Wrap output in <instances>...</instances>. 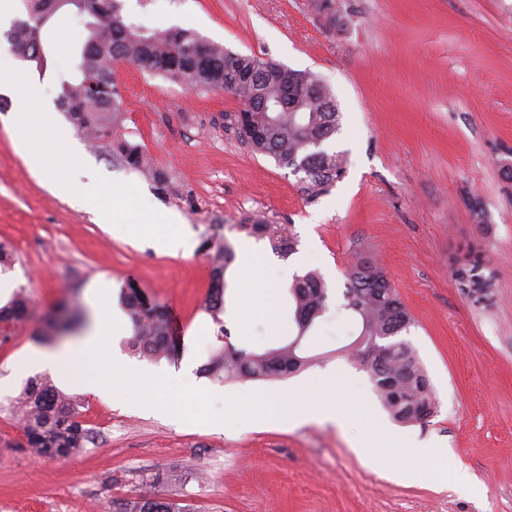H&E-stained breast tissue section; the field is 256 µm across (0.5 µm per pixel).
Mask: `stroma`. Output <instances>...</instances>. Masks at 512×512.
I'll return each mask as SVG.
<instances>
[{
  "mask_svg": "<svg viewBox=\"0 0 512 512\" xmlns=\"http://www.w3.org/2000/svg\"><path fill=\"white\" fill-rule=\"evenodd\" d=\"M126 23L147 31L182 28L234 52L273 59L320 76L342 114L328 142L344 154L345 173L309 199L290 169L252 153L229 115L228 95L192 89L131 64L115 68L120 114L114 134L146 154L147 176L102 142L78 136L64 153L54 130L76 133L58 106L62 81L76 71L86 19L59 12L49 25L44 69L23 62L46 103L31 137L9 128L19 94H0V244L12 255L0 269V306L22 291L30 317L0 338V512H117L142 495L189 512H512V0H336L343 24L330 26L312 0H119ZM60 156L67 175L99 190L117 187L149 221L173 214L192 243L187 253L130 234L119 239L104 220L53 195L35 176L31 155ZM285 226L295 252L282 258L268 239L248 234L255 216ZM222 243L234 258L225 273L222 324L207 310L208 255ZM489 268L492 297L461 293L456 261L465 252ZM376 258L415 323L406 335L437 398L424 424H400L383 408L366 372L343 348L358 333L344 307L350 266ZM258 264L277 282L279 327L260 314L262 294L244 293L238 271ZM317 270L328 309L305 337L307 368L283 378L221 382L200 372L217 348L219 327L231 343L265 350L297 333L290 280L280 267ZM135 285L183 327L173 358L151 360L127 346L135 369L188 376L207 390L198 417L146 407L134 375L115 378L101 395L82 392L80 368L53 374L81 403L85 448L65 458L40 457L9 410L28 378L35 334L59 302L84 322L64 337L77 343L95 322V300L117 304ZM343 373L359 406L355 416L299 425L264 420L287 409L298 383ZM223 419L220 427L212 419ZM446 448L448 463L475 476L482 496H465L429 477L393 478L400 442Z\"/></svg>",
  "mask_w": 512,
  "mask_h": 512,
  "instance_id": "35a3bbf8",
  "label": "stroma"
}]
</instances>
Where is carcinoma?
Wrapping results in <instances>:
<instances>
[{"label": "carcinoma", "instance_id": "1", "mask_svg": "<svg viewBox=\"0 0 512 512\" xmlns=\"http://www.w3.org/2000/svg\"><path fill=\"white\" fill-rule=\"evenodd\" d=\"M52 2L23 0L26 18L15 20L4 33L24 61L46 62V46L35 30L49 14ZM313 6L330 25L342 24L336 0H313ZM75 9L88 18L90 37L80 50L79 75L61 83L60 107L80 132L108 140L112 153L130 167L144 169L147 159L134 145L112 136L120 109L114 77L119 63L193 89L247 99L246 121L236 127L238 137L253 153L304 173L302 189L308 196L323 193L342 178L344 155L324 148L339 129L341 112L331 88L318 76L280 67L270 58L234 53L191 31L174 28L149 33L124 22L118 0H81ZM91 80L101 84L93 100L88 94ZM292 102L295 111L290 112L286 105ZM239 228L268 238L283 257L295 251L294 238L285 237L272 224H241ZM232 259L227 244L212 257L208 311L219 324L217 340L222 345L211 353L202 372L224 382L281 378L299 371L309 359L290 343L256 353L226 342L229 331L220 323L219 314L224 310V274ZM484 269L475 260L456 270L458 288L476 301L487 300L491 294L492 277ZM289 291L298 335L303 337L327 311L328 286L322 275L308 271L293 277ZM343 298L345 308L361 326L357 339L345 349L347 357L368 374L395 421H429L437 409L435 392L415 349L402 339L413 319L383 268L371 258H360L350 270ZM124 305L133 324L131 350L154 360L169 357L174 346L164 311L134 291L124 294ZM29 312L28 298L18 293L0 308V336L8 337L9 328L27 319ZM81 323L82 316L73 312L64 323L50 320L46 327L54 335H65ZM13 413L28 448L38 455L67 457L85 448L88 430L79 420L77 398L59 391L47 376L25 384ZM118 512H178V507L170 501L136 497L121 504Z\"/></svg>", "mask_w": 512, "mask_h": 512}]
</instances>
